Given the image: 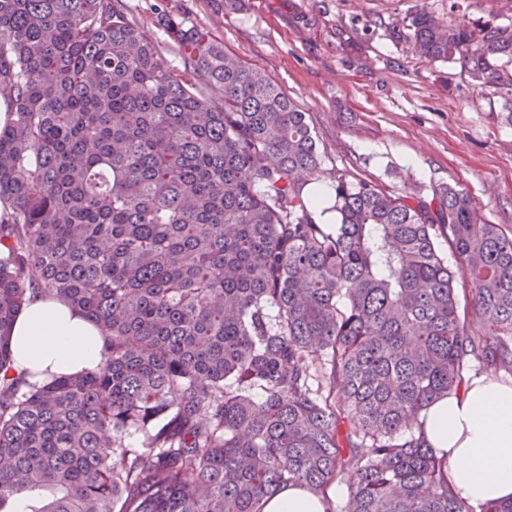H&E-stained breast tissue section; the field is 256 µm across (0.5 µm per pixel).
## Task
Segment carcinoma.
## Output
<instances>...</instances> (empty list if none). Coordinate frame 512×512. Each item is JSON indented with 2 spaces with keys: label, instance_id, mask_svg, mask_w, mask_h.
I'll list each match as a JSON object with an SVG mask.
<instances>
[{
  "label": "carcinoma",
  "instance_id": "carcinoma-1",
  "mask_svg": "<svg viewBox=\"0 0 512 512\" xmlns=\"http://www.w3.org/2000/svg\"><path fill=\"white\" fill-rule=\"evenodd\" d=\"M406 19L419 56L512 98V23ZM161 22L180 69L117 0H0V512H263L290 483L337 512L341 478L344 512H474L420 418L470 357L512 373V237L457 186L341 175L319 223L306 113ZM34 294L101 330L99 365L16 374Z\"/></svg>",
  "mask_w": 512,
  "mask_h": 512
}]
</instances>
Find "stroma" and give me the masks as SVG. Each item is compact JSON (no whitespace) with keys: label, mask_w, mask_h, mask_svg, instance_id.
I'll return each instance as SVG.
<instances>
[{"label":"stroma","mask_w":512,"mask_h":512,"mask_svg":"<svg viewBox=\"0 0 512 512\" xmlns=\"http://www.w3.org/2000/svg\"><path fill=\"white\" fill-rule=\"evenodd\" d=\"M452 0H122L178 66L161 16L185 21L226 53L261 67L303 111L336 174L388 192L471 194L479 223L512 236V124L494 88L459 64L429 62L390 37L416 8L450 17Z\"/></svg>","instance_id":"stroma-1"}]
</instances>
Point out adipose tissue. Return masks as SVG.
<instances>
[{"instance_id": "obj_1", "label": "adipose tissue", "mask_w": 512, "mask_h": 512, "mask_svg": "<svg viewBox=\"0 0 512 512\" xmlns=\"http://www.w3.org/2000/svg\"><path fill=\"white\" fill-rule=\"evenodd\" d=\"M100 331L68 305L37 295L17 315L11 350L17 371L36 380L73 374L101 361ZM423 439L447 458L448 483L471 507L512 499V381L482 375L436 401Z\"/></svg>"}]
</instances>
